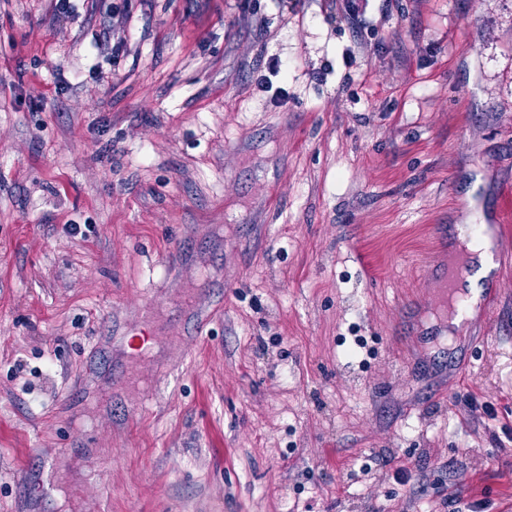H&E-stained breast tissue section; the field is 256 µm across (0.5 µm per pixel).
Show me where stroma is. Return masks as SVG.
Returning <instances> with one entry per match:
<instances>
[{"label": "stroma", "mask_w": 512, "mask_h": 512, "mask_svg": "<svg viewBox=\"0 0 512 512\" xmlns=\"http://www.w3.org/2000/svg\"><path fill=\"white\" fill-rule=\"evenodd\" d=\"M121 3L0 0V512H512V221L467 337L429 273L512 183V0H132L116 60Z\"/></svg>", "instance_id": "stroma-1"}]
</instances>
